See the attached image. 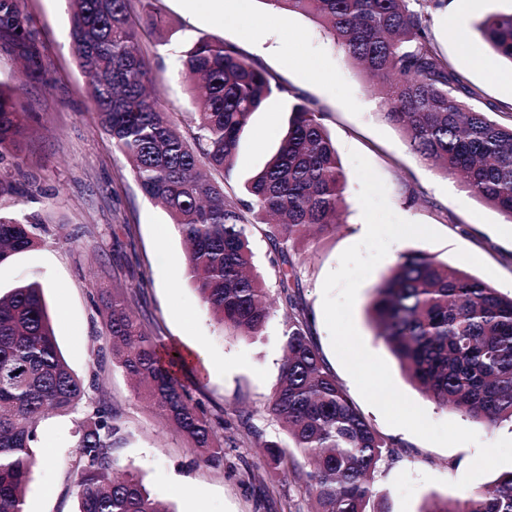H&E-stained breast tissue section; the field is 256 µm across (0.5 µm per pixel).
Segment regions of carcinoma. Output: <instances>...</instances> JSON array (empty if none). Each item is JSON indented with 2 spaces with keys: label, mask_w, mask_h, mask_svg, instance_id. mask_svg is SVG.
<instances>
[{
  "label": "carcinoma",
  "mask_w": 512,
  "mask_h": 512,
  "mask_svg": "<svg viewBox=\"0 0 512 512\" xmlns=\"http://www.w3.org/2000/svg\"><path fill=\"white\" fill-rule=\"evenodd\" d=\"M71 38L79 67L91 78L102 128L133 165L143 193L161 205L188 244L185 275L200 302L225 330L245 339L262 334L273 309L264 278L252 272L250 231L266 225L279 299L288 307L280 385L268 412L288 446L272 445L271 462L302 476L315 512H368L382 465L399 459L400 441L378 432L360 413L312 341L300 280L288 246L343 223L346 175L324 114L288 106V124L266 166L244 183L245 198L228 200L224 182L201 174L207 166L230 176L248 118L276 91L287 92L234 46L203 36L183 54L181 76L199 94L188 134L173 126L149 92L141 36L163 33L154 0H70ZM308 16L368 75L384 85L385 118L409 149L512 222V126L505 127L466 99L477 93L428 36L423 16L439 0H264ZM477 30L512 63V12L488 17ZM0 47L27 80L45 77L36 32L22 0H0ZM22 86L0 85V157L21 156L33 116ZM31 224L0 214V262L37 245ZM98 355L133 382L136 395L190 445L208 466L221 467L228 445L224 417L195 401L177 375L183 355L164 348L124 302L106 303ZM370 322L410 381L440 407L473 422L512 425V296L423 252L400 255L374 289ZM95 382L69 369L56 341L37 282L0 296V512H26L25 493L37 464L33 448L52 411L83 410L74 421L77 512H166L135 476L118 478L115 450L126 440L117 413L88 400ZM312 469L299 472L291 449ZM424 512H512V470L454 504L431 502Z\"/></svg>",
  "instance_id": "carcinoma-1"
}]
</instances>
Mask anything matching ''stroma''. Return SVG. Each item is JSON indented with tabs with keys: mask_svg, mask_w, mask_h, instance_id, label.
I'll return each mask as SVG.
<instances>
[{
	"mask_svg": "<svg viewBox=\"0 0 512 512\" xmlns=\"http://www.w3.org/2000/svg\"><path fill=\"white\" fill-rule=\"evenodd\" d=\"M40 39L47 82L22 85V100L35 132L22 158L0 159V211L18 220L41 217L34 232L39 245L0 263V291L39 281L62 355L73 373L96 380L94 398L118 414L130 437L116 455L122 471L142 480L172 512H310L313 502L304 481L275 469L266 445H287L288 437L267 412L279 383L286 315L277 311L258 339L249 341L214 323L191 283L183 278L186 250L167 212L141 191L126 158L101 129L90 99L88 78L73 53L67 0H23ZM452 0H440L427 19L429 34L464 85L479 95L491 116L512 123V87L493 80L483 62L492 58L475 29L482 15L512 10V0H486L473 15L465 42L448 31ZM167 22L162 37L143 40L150 78L170 120L185 127L193 92L179 74L180 57L200 36L209 35L243 55L288 87L254 113L241 138L229 179V198L242 194L244 182L277 149L287 126V108L300 98L324 115L325 126L347 176L343 224L290 246L307 310L312 338L329 369L364 417L382 434L402 444L400 458L382 467L373 512H422L433 499L456 501L495 479L488 472L468 489L454 488L473 462V445L441 447L390 426L368 404L336 356L323 315L322 287L337 268L341 253L360 239L363 224L360 183L350 159L359 152L382 178L390 208L399 217L424 224L441 241L401 240L359 288L353 321L366 347L390 367L396 386L436 423L473 427L469 418L438 407L407 379L399 362L379 338L367 307L383 275L407 251H423L512 294V223L483 200L463 191L457 179L423 163L405 145L399 130L382 113L376 85L349 64L325 38L320 25L303 15L284 14L263 0H246L242 11L217 13L204 0H159ZM420 197L410 198L406 186ZM121 291L130 309L164 344L185 355L182 381L214 414L223 415L237 442L223 467L200 463L194 449L158 418L133 392L111 359H99L104 331V299ZM73 422L50 417L41 424L35 448L42 463L26 490V512H75ZM409 472L419 484L409 507H402L394 486ZM430 482H421V475Z\"/></svg>",
	"mask_w": 512,
	"mask_h": 512,
	"instance_id": "35a3bbf8",
	"label": "stroma"
}]
</instances>
